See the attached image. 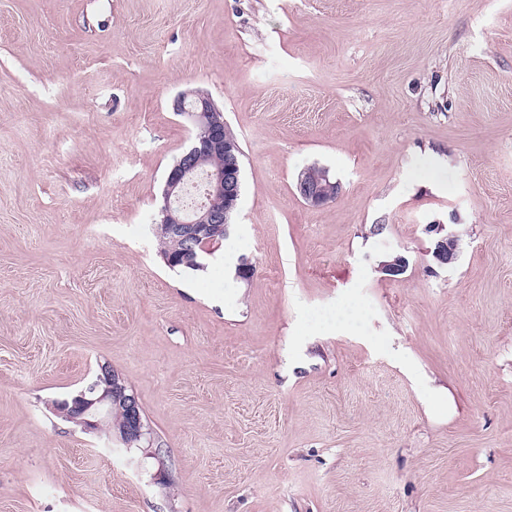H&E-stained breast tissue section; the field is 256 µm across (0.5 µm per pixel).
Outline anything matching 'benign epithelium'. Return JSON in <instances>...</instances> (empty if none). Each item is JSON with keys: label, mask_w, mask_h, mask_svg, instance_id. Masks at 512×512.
<instances>
[{"label": "benign epithelium", "mask_w": 512, "mask_h": 512, "mask_svg": "<svg viewBox=\"0 0 512 512\" xmlns=\"http://www.w3.org/2000/svg\"><path fill=\"white\" fill-rule=\"evenodd\" d=\"M175 107L199 128L201 135L195 138L166 176L158 233L186 243L185 252L177 255L175 262L192 264L196 258L195 248L212 252L224 241L231 212L240 196L239 146L224 123L222 112L209 95L199 90L183 93L177 98ZM218 157L224 162L207 172L208 202L191 212L186 211L181 205L186 188L194 181L206 159ZM297 190L307 203L321 206L337 198L341 184L330 175L329 169L311 166L300 174ZM220 201L224 202L222 208L215 206ZM443 230L442 224L426 225V232L432 236L429 253L440 267L454 262L459 251L457 235H444ZM408 267V259L401 254L381 265L382 270L394 278L404 274ZM114 401L121 403L125 411L120 429L121 442L130 446L147 440L148 429L141 407L136 397L127 393L124 381L110 365L101 366L96 381L72 401L56 404L55 409L62 418L77 420L84 431L97 433L112 416Z\"/></svg>", "instance_id": "7a95c632"}]
</instances>
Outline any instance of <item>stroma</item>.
Wrapping results in <instances>:
<instances>
[{
	"label": "stroma",
	"instance_id": "obj_1",
	"mask_svg": "<svg viewBox=\"0 0 512 512\" xmlns=\"http://www.w3.org/2000/svg\"><path fill=\"white\" fill-rule=\"evenodd\" d=\"M188 90L248 280L149 231ZM104 364L164 465L56 415ZM0 512H512V0H0ZM297 190L307 203L321 206L333 202L337 198L341 184L330 175L329 169L311 166L300 174ZM445 224L426 225V232L432 237V247L429 250L431 257L439 267L448 266L457 258L459 240L456 234L442 235Z\"/></svg>",
	"mask_w": 512,
	"mask_h": 512
}]
</instances>
